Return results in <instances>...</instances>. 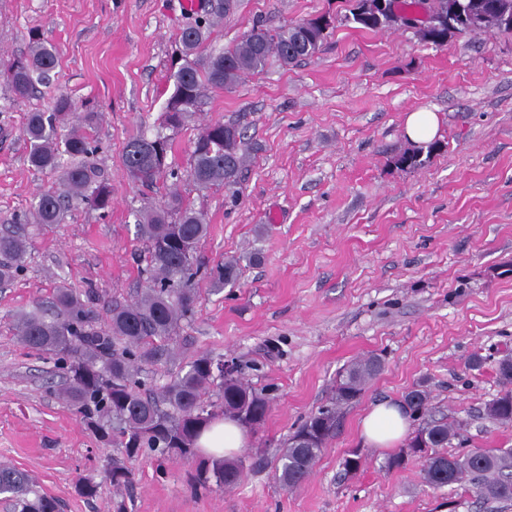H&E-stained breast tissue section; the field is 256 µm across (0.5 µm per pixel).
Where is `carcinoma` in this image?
<instances>
[{
    "label": "carcinoma",
    "mask_w": 512,
    "mask_h": 512,
    "mask_svg": "<svg viewBox=\"0 0 512 512\" xmlns=\"http://www.w3.org/2000/svg\"><path fill=\"white\" fill-rule=\"evenodd\" d=\"M393 13L413 15L420 22L423 41L435 46L448 42V0H390ZM361 0H352L348 12L336 23L376 30L389 22L369 23L357 10ZM328 34L309 27L303 20L277 29L253 26L228 48H208L210 30L201 20L180 35L181 66L171 70L173 91L167 98L164 117L172 129L183 118L198 112L209 89L233 87L242 75L265 70L271 60L282 65L315 57ZM58 65L53 45L35 36L23 57L1 60L12 91L19 99L29 97L37 80H44ZM97 120L94 112H79L75 101L57 96L51 112H31L25 133L30 145L29 161L37 169L60 173L61 188L49 189L33 206L36 228L60 224L65 218V200L78 198L90 208L106 212L112 205V188L100 170L90 163L97 151L88 134ZM243 134L233 124L205 126L194 142L189 177L200 190L222 187L235 194L246 155ZM171 138H148L138 134L127 142L121 157L135 181H151L164 174L177 177L167 163ZM440 145L415 146L398 156L396 164L416 169L424 166ZM205 215L177 192L159 208L143 213L138 235L144 242V266L139 269L142 287L134 299L115 305L105 321L93 309V294L57 290L52 310L37 304L16 318L21 344L53 364L65 378L63 395L94 434L104 443L122 449L124 459L112 461L106 478L115 490L125 491L135 481L133 463L145 455L195 462V489L215 483L233 488L243 477V461H197L195 441L202 426L217 416L261 427L271 403L239 379L224 378L221 361L199 355L181 367L164 385L149 387L160 368L177 359L175 345L182 323L193 318L197 308L196 277L201 266L195 256L197 243L206 236ZM25 232L0 233V284L15 278L25 266L30 248ZM239 260L230 258L206 271L210 288L221 292L237 280ZM382 369V360L371 356L351 363L336 378L335 399L330 407L310 416L287 438L275 470L276 480L293 489L312 473L328 439L336 428L337 410L358 401L366 384ZM499 378L507 386L492 399L497 408L489 413L495 421L512 422V355L498 363ZM216 395L218 403L205 401ZM411 415L423 416L406 447H420L421 475L426 484L442 489L467 480L480 503L512 502V448L462 449L448 457L440 452L453 440L464 444L461 427L430 418L428 396L414 390L407 394ZM0 495L11 502L13 512H61L60 503L37 489L26 470L0 464Z\"/></svg>",
    "instance_id": "obj_1"
}]
</instances>
